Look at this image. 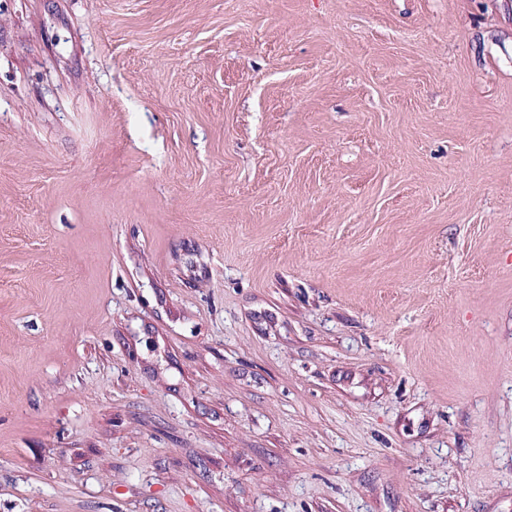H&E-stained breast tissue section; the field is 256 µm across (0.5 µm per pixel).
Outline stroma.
Instances as JSON below:
<instances>
[{"label":"stroma","mask_w":512,"mask_h":512,"mask_svg":"<svg viewBox=\"0 0 512 512\" xmlns=\"http://www.w3.org/2000/svg\"><path fill=\"white\" fill-rule=\"evenodd\" d=\"M0 512H512V0H0Z\"/></svg>","instance_id":"stroma-1"}]
</instances>
